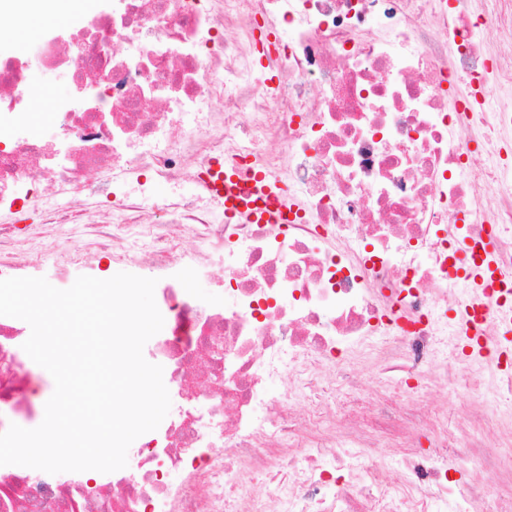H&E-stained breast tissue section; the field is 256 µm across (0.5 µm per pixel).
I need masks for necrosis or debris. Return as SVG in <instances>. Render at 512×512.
Here are the masks:
<instances>
[{
  "mask_svg": "<svg viewBox=\"0 0 512 512\" xmlns=\"http://www.w3.org/2000/svg\"><path fill=\"white\" fill-rule=\"evenodd\" d=\"M34 61L79 93L50 137ZM511 88L512 0H88L0 42V213L94 219L153 272L171 398L121 470L0 466V512H512L500 313L464 352L476 286L449 273L487 238L512 269ZM214 158L287 185L292 221L225 223ZM26 329L0 316V433L37 414ZM432 390L465 412L420 411ZM473 460L493 484L452 479Z\"/></svg>",
  "mask_w": 512,
  "mask_h": 512,
  "instance_id": "1",
  "label": "necrosis or debris"
}]
</instances>
